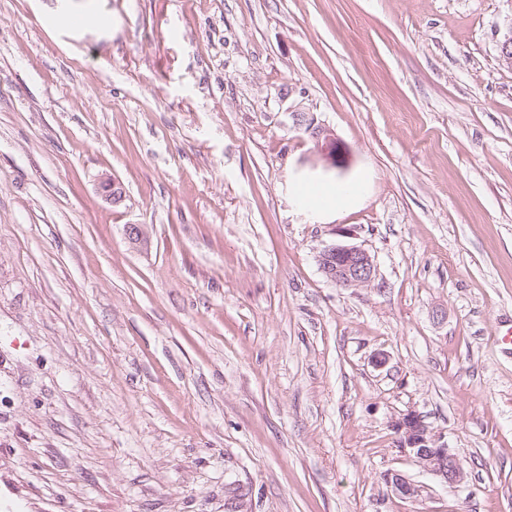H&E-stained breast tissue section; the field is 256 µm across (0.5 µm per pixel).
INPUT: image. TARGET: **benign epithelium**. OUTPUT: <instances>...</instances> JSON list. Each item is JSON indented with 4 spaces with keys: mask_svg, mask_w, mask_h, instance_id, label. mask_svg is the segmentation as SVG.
Instances as JSON below:
<instances>
[{
    "mask_svg": "<svg viewBox=\"0 0 512 512\" xmlns=\"http://www.w3.org/2000/svg\"><path fill=\"white\" fill-rule=\"evenodd\" d=\"M292 125L298 133L315 139L329 158L336 156V139L326 128L316 124L311 113H292ZM101 191L112 203L123 200L120 185L112 179L101 182ZM318 263L327 279L343 288L365 287L376 277V265L371 254L353 244L335 243L324 247L318 255ZM394 429L399 434V448L421 470L449 486H458L464 481V465L457 453L448 447L444 436L433 431L418 413L407 412L395 423ZM386 481L404 500L414 502L421 496V486L401 473L388 474Z\"/></svg>",
    "mask_w": 512,
    "mask_h": 512,
    "instance_id": "1",
    "label": "benign epithelium"
}]
</instances>
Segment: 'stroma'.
Here are the masks:
<instances>
[{
	"label": "stroma",
	"instance_id": "1",
	"mask_svg": "<svg viewBox=\"0 0 512 512\" xmlns=\"http://www.w3.org/2000/svg\"><path fill=\"white\" fill-rule=\"evenodd\" d=\"M511 24L512 0H0V512H512ZM356 182L336 214L298 200ZM345 230L370 286L319 269ZM410 410L461 487L401 452ZM292 125L298 133L315 139L329 158L336 156V139L326 128L316 125V120L310 112H292ZM386 481L393 491L404 500L413 502L421 496V486L401 473L388 474Z\"/></svg>",
	"mask_w": 512,
	"mask_h": 512
}]
</instances>
